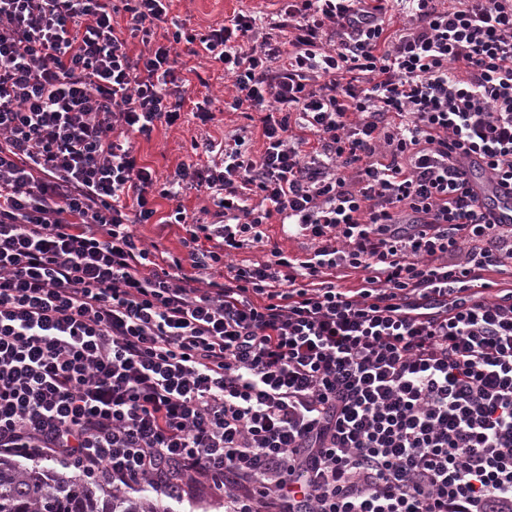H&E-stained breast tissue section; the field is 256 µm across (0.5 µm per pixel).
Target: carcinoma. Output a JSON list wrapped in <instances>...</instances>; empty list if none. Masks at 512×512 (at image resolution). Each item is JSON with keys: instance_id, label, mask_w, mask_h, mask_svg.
Here are the masks:
<instances>
[{"instance_id": "1", "label": "carcinoma", "mask_w": 512, "mask_h": 512, "mask_svg": "<svg viewBox=\"0 0 512 512\" xmlns=\"http://www.w3.org/2000/svg\"><path fill=\"white\" fill-rule=\"evenodd\" d=\"M0 512H162L151 499L112 491L96 478L26 468L0 458Z\"/></svg>"}]
</instances>
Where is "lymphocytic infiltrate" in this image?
I'll return each mask as SVG.
<instances>
[{
	"label": "lymphocytic infiltrate",
	"instance_id": "lymphocytic-infiltrate-1",
	"mask_svg": "<svg viewBox=\"0 0 512 512\" xmlns=\"http://www.w3.org/2000/svg\"><path fill=\"white\" fill-rule=\"evenodd\" d=\"M169 7L0 0V454L205 480L224 512H512V225L458 166L512 184V0H283L203 31ZM183 53L263 150L192 141L162 184L132 139L181 121ZM158 218L184 256L143 245ZM275 219L307 253L235 263ZM465 179L476 203L494 224H512V187L492 179L485 160L472 154L462 160Z\"/></svg>",
	"mask_w": 512,
	"mask_h": 512
}]
</instances>
